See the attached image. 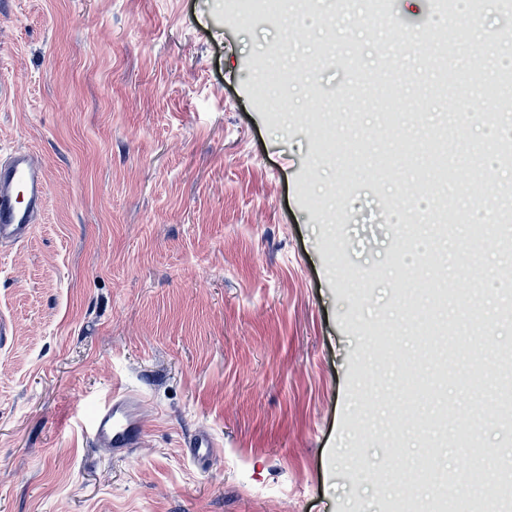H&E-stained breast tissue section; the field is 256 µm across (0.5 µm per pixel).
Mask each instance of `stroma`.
<instances>
[{"label":"stroma","mask_w":512,"mask_h":512,"mask_svg":"<svg viewBox=\"0 0 512 512\" xmlns=\"http://www.w3.org/2000/svg\"><path fill=\"white\" fill-rule=\"evenodd\" d=\"M461 15L479 25L448 54L466 64L452 111L409 39L436 49ZM508 39L512 14L435 0L379 16L366 0L269 16L247 0H0V158L30 150L49 185L28 239L0 245V512H389L410 473L467 499L476 461L436 425L443 407L482 418L486 467L512 477L494 370L512 281L470 237L499 234L505 181L479 176L502 141L473 118L512 127V94L480 91ZM389 67L409 79L375 101ZM271 73L288 79L258 92ZM446 112L457 232L441 243L431 158L399 144ZM442 271L478 296L492 344L416 290ZM425 308L459 366L481 357V384L437 380ZM410 370L435 393L416 395ZM115 386L145 404L125 458L83 432ZM199 430L218 444L205 464L183 446Z\"/></svg>","instance_id":"obj_1"}]
</instances>
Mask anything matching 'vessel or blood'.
Masks as SVG:
<instances>
[{
	"label": "vessel or blood",
	"mask_w": 512,
	"mask_h": 512,
	"mask_svg": "<svg viewBox=\"0 0 512 512\" xmlns=\"http://www.w3.org/2000/svg\"><path fill=\"white\" fill-rule=\"evenodd\" d=\"M48 196L44 169L25 150L14 151L0 162V243L24 242L36 223ZM89 442L111 449L118 456L130 455L144 440V403L124 388L113 389L88 421ZM190 455L206 462L215 441L201 430L186 443Z\"/></svg>",
	"instance_id": "b4317fda"
}]
</instances>
